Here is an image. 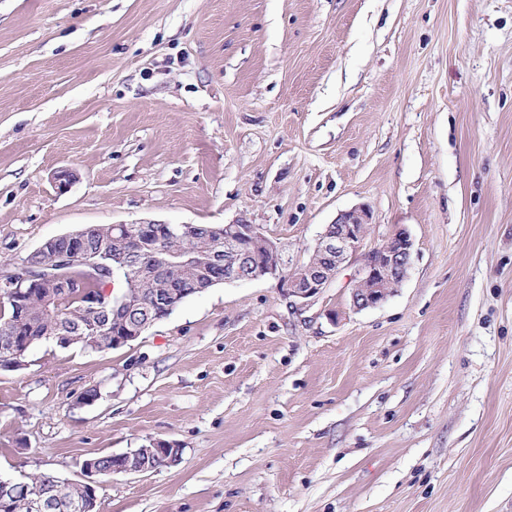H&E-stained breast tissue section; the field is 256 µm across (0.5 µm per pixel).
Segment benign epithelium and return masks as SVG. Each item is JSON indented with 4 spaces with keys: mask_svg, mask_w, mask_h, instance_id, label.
<instances>
[{
    "mask_svg": "<svg viewBox=\"0 0 512 512\" xmlns=\"http://www.w3.org/2000/svg\"><path fill=\"white\" fill-rule=\"evenodd\" d=\"M369 229L370 210L367 207L359 205L342 212L323 228L316 241L314 253L320 256L321 262L315 265L304 261L290 267L284 258L283 244L267 235L260 225L251 224L241 217L216 229L224 242V249L212 252L206 262L224 270V283L273 278L284 288L290 306L302 310L310 306L335 279L343 263L361 252ZM112 230L125 243L126 255L137 258L144 254L145 249L156 246L166 236L191 235L193 226L140 222L134 225L114 224ZM62 238L69 242V247L54 254L53 263L36 267L26 260L20 267L0 274L6 282L17 288L19 307H25L27 299L36 295L37 289L46 282L56 283L63 288L62 295H69L68 268L72 266H84L94 279L111 278L120 272V268L110 267L100 262L97 256L87 253L82 238L69 232L62 235ZM412 255L413 241L403 227L396 228L383 243L363 253L362 264L355 275V288L351 292V307L361 311L381 306L396 285L407 277ZM186 293L185 288H169L145 302L141 314L132 319L127 312L131 292L110 299L98 290L81 291L78 299L90 319L101 312L107 303H112V323L103 328L92 326L88 332L91 339L87 341V348L99 349L100 336L109 337L108 344L113 349L127 345L157 322L155 311L163 309L172 312ZM151 448L165 458L167 465L179 460V455L175 454L176 446L169 441L154 440ZM141 452L142 449L137 448L124 454H112L110 463L102 458L84 461L81 470L89 478L84 483L89 495L78 502L65 501L46 488L36 490L26 480L2 478L0 502L4 504L10 498L23 495L27 497L30 512H96V486L92 477L152 470V467L142 462Z\"/></svg>",
    "mask_w": 512,
    "mask_h": 512,
    "instance_id": "benign-epithelium-1",
    "label": "benign epithelium"
}]
</instances>
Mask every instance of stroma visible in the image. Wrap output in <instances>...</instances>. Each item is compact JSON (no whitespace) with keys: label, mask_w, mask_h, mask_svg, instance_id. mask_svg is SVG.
<instances>
[{"label":"stroma","mask_w":512,"mask_h":512,"mask_svg":"<svg viewBox=\"0 0 512 512\" xmlns=\"http://www.w3.org/2000/svg\"><path fill=\"white\" fill-rule=\"evenodd\" d=\"M360 204L365 248L413 240L383 305L351 308L355 257L301 311L226 283L120 348L37 345L0 370V476L163 439L97 512H512V0H0V268L241 216L303 262Z\"/></svg>","instance_id":"35a3bbf8"}]
</instances>
